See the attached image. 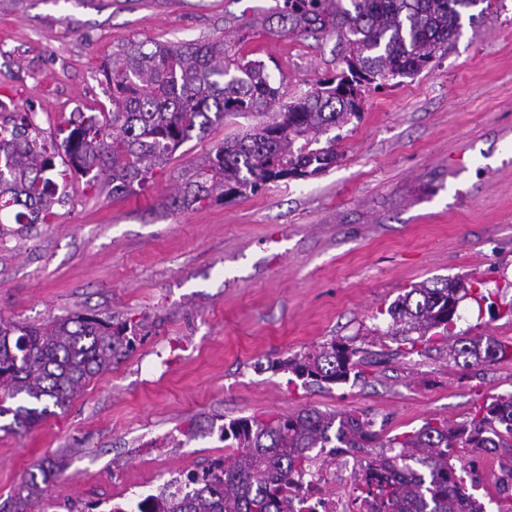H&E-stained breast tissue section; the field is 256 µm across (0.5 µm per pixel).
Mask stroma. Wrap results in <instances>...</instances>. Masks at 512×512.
Returning <instances> with one entry per match:
<instances>
[{
    "mask_svg": "<svg viewBox=\"0 0 512 512\" xmlns=\"http://www.w3.org/2000/svg\"><path fill=\"white\" fill-rule=\"evenodd\" d=\"M283 0H0V126L31 115L62 145L82 115L108 111L104 63L136 39L241 42L286 100L343 67L336 35L270 25ZM227 118L194 133L127 195L75 174L44 224L0 234V321L71 314L133 322V352L65 410L4 432L0 512H26L22 481L41 459L57 476L40 512L133 503L224 455L230 420L304 409L373 418L382 436L469 420L512 394V361L466 369L441 343L398 353L388 306L438 278L478 285L453 333L512 341V0L466 20L428 69L366 90L362 112L329 129L326 171L189 210L171 205L190 168L252 126ZM357 348L360 376L312 384L279 361L331 342Z\"/></svg>",
    "mask_w": 512,
    "mask_h": 512,
    "instance_id": "stroma-1",
    "label": "stroma"
}]
</instances>
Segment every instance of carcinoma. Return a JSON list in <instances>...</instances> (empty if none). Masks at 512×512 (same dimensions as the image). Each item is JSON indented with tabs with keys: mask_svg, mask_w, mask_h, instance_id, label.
I'll list each match as a JSON object with an SVG mask.
<instances>
[{
	"mask_svg": "<svg viewBox=\"0 0 512 512\" xmlns=\"http://www.w3.org/2000/svg\"><path fill=\"white\" fill-rule=\"evenodd\" d=\"M284 0L278 20L288 31L339 37L346 69L321 80L303 97L283 100L264 62L247 60L224 40L167 44L129 41L105 64L112 111L90 116L65 139L67 166L112 183L123 195L163 167L191 133L227 116L269 115L251 133L224 139L190 171L173 197L180 209L228 194L255 193L268 183L303 178L336 164V141L320 135L361 112V87L378 79L416 75L459 33L463 10L492 0ZM55 155L41 129L25 116L0 127V210L30 224H45L65 195L66 171L55 172ZM462 285L437 281L414 285L386 310L381 332L412 353L440 342L463 366L512 359V343L451 334ZM126 323L86 315L43 323H0V416L13 415L17 430L36 426L63 410L93 378L112 369L133 349ZM357 350L332 343L322 351L277 362L298 377L336 383L357 366ZM375 421L363 416L304 409L296 414L241 417L221 428L220 439L237 455L211 460L187 479L196 491L165 488L107 512H292L283 487L312 466L310 451L333 446L342 452L380 448L365 462L361 480L383 505L417 503L423 512H485L466 492L453 461L459 452L489 453L500 462V482L512 483V395L476 408L469 421L426 422L420 429L384 440ZM55 475L40 462L24 476L27 496Z\"/></svg>",
	"mask_w": 512,
	"mask_h": 512,
	"instance_id": "cac0c4a2",
	"label": "carcinoma"
}]
</instances>
